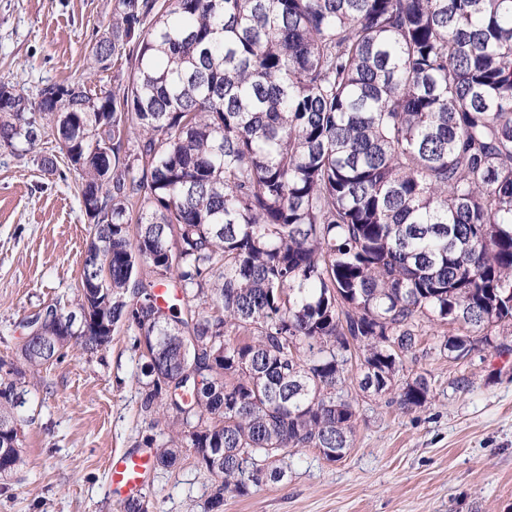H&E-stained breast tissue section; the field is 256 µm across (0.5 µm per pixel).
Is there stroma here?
I'll return each instance as SVG.
<instances>
[{"instance_id": "35a3bbf8", "label": "stroma", "mask_w": 512, "mask_h": 512, "mask_svg": "<svg viewBox=\"0 0 512 512\" xmlns=\"http://www.w3.org/2000/svg\"><path fill=\"white\" fill-rule=\"evenodd\" d=\"M113 3L0 0V84L30 98L49 83L111 90L113 70L90 69L87 58ZM45 158L55 175L43 172ZM79 185L55 142L22 157L0 150V359L14 358L34 313L78 292L89 239ZM452 331L426 327L406 356L405 376L431 381L426 407L405 413L353 390L356 430L343 459L289 449L282 481L225 494L222 512H512V354L448 358L440 345ZM139 376L124 327L95 356L73 350L41 370L18 410L20 462L0 488V512H118L107 461L145 447ZM211 485L187 449L173 468L150 471L142 494L149 512H207Z\"/></svg>"}]
</instances>
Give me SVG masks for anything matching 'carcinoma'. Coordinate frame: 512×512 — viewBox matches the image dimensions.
Listing matches in <instances>:
<instances>
[{
	"instance_id": "1",
	"label": "carcinoma",
	"mask_w": 512,
	"mask_h": 512,
	"mask_svg": "<svg viewBox=\"0 0 512 512\" xmlns=\"http://www.w3.org/2000/svg\"><path fill=\"white\" fill-rule=\"evenodd\" d=\"M121 58L101 95L0 86V149L53 138L90 228L71 308L0 359L1 478L27 375L120 326L153 467L193 449L208 512L290 448L342 459L349 380L425 407L398 383L425 324L456 360L512 351V0H114L90 65Z\"/></svg>"
}]
</instances>
